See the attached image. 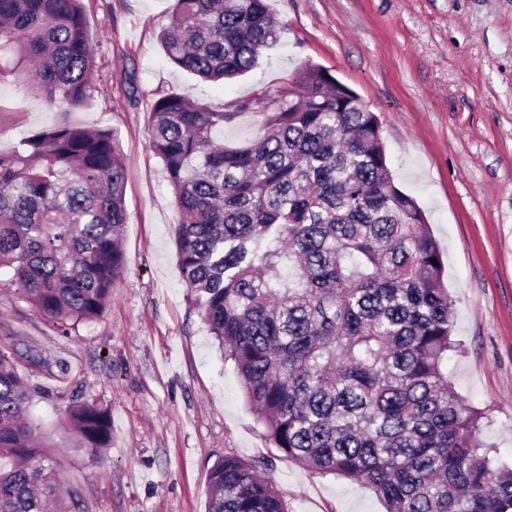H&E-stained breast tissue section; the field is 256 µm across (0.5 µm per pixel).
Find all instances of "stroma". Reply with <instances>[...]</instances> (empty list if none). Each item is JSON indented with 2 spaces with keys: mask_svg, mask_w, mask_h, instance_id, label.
Here are the masks:
<instances>
[{
  "mask_svg": "<svg viewBox=\"0 0 512 512\" xmlns=\"http://www.w3.org/2000/svg\"><path fill=\"white\" fill-rule=\"evenodd\" d=\"M102 75L92 104L50 109L0 82V150L64 121L114 130L126 170V266L102 315L70 335L0 291V350L32 394L72 512H206L216 461H262L289 512H385L370 486L280 456L249 409L180 274L172 189L148 134L157 93L219 110L290 83L308 65L356 92L381 123L396 186L423 209L454 300L456 392L481 409L480 441L512 465V0H269L281 21L259 65L230 83L167 59L175 0H83ZM107 408L92 452L67 423L76 401Z\"/></svg>",
  "mask_w": 512,
  "mask_h": 512,
  "instance_id": "stroma-1",
  "label": "stroma"
}]
</instances>
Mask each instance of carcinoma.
Wrapping results in <instances>:
<instances>
[{
	"label": "carcinoma",
	"instance_id": "1",
	"mask_svg": "<svg viewBox=\"0 0 512 512\" xmlns=\"http://www.w3.org/2000/svg\"><path fill=\"white\" fill-rule=\"evenodd\" d=\"M279 29L267 0H176L161 43L176 68L231 80ZM98 71L82 0H0V80L71 112L93 101ZM254 107L262 137L215 141ZM148 132L182 278L271 447L370 485L387 512H512V467L484 450L482 413L448 377L441 249L361 98L310 65L220 111L160 93ZM125 181L109 129L57 123L0 151V286L63 336L101 315L123 271ZM29 398L0 351V512H71ZM68 423L83 447H107L97 404L74 403ZM206 499V512H288L258 461L234 455L213 466Z\"/></svg>",
	"mask_w": 512,
	"mask_h": 512
}]
</instances>
